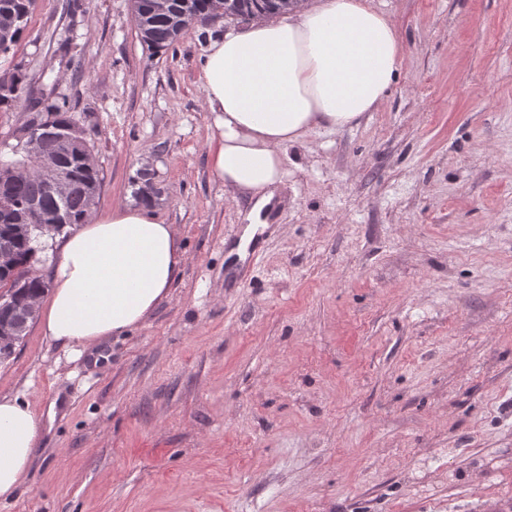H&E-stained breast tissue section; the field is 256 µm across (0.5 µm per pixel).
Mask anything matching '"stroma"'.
Returning <instances> with one entry per match:
<instances>
[{
	"mask_svg": "<svg viewBox=\"0 0 512 512\" xmlns=\"http://www.w3.org/2000/svg\"><path fill=\"white\" fill-rule=\"evenodd\" d=\"M404 47L385 105L289 147L245 259L198 63L131 0H36L0 74L66 97L93 214L149 169L182 271L93 359L31 322L0 396L41 419L0 512H512V0H371ZM0 112V154L39 122Z\"/></svg>",
	"mask_w": 512,
	"mask_h": 512,
	"instance_id": "obj_1",
	"label": "stroma"
}]
</instances>
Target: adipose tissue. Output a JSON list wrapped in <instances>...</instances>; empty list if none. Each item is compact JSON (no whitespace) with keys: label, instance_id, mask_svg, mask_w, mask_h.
<instances>
[{"label":"adipose tissue","instance_id":"adipose-tissue-1","mask_svg":"<svg viewBox=\"0 0 512 512\" xmlns=\"http://www.w3.org/2000/svg\"><path fill=\"white\" fill-rule=\"evenodd\" d=\"M402 58L392 19L369 0H299L280 20L210 39L200 79L216 128L211 170L226 194L255 200L238 251L272 207L289 147L314 127L341 129L382 108ZM183 261L174 226L148 204L88 218L64 237L38 299L44 335L83 353L131 331L168 296ZM39 429L27 399L0 397V501L23 483Z\"/></svg>","mask_w":512,"mask_h":512}]
</instances>
